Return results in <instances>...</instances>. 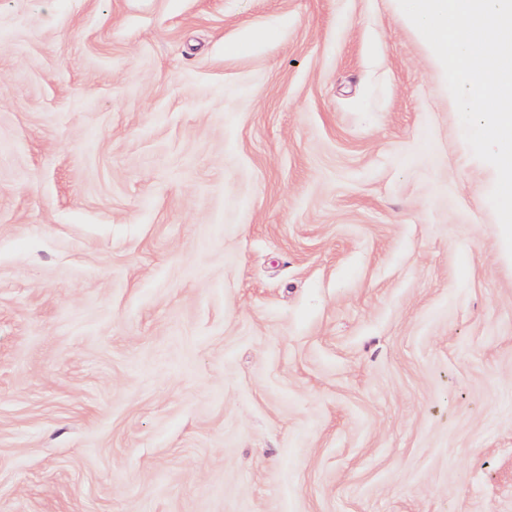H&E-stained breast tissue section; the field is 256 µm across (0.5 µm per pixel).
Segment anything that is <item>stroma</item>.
I'll return each instance as SVG.
<instances>
[{
	"instance_id": "stroma-1",
	"label": "stroma",
	"mask_w": 512,
	"mask_h": 512,
	"mask_svg": "<svg viewBox=\"0 0 512 512\" xmlns=\"http://www.w3.org/2000/svg\"><path fill=\"white\" fill-rule=\"evenodd\" d=\"M491 186L398 0H0V512H512Z\"/></svg>"
}]
</instances>
